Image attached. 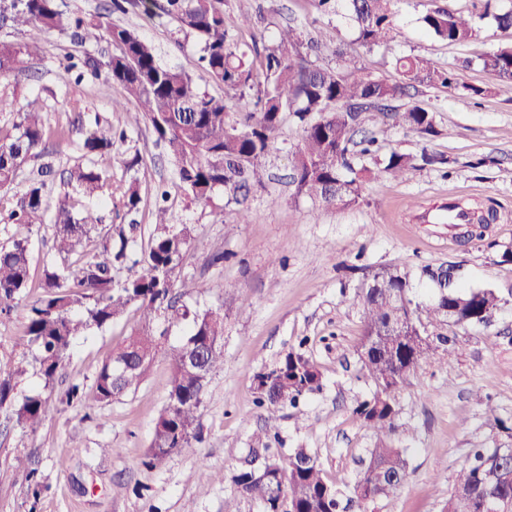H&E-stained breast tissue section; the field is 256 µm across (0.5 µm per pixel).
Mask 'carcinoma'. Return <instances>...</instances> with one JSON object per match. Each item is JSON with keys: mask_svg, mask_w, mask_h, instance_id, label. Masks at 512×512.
<instances>
[{"mask_svg": "<svg viewBox=\"0 0 512 512\" xmlns=\"http://www.w3.org/2000/svg\"><path fill=\"white\" fill-rule=\"evenodd\" d=\"M485 0L480 18H492L499 28L512 27V9H495ZM324 14L340 15L355 27L357 41L366 48L387 43L396 30L392 0H314ZM118 10L129 6L166 16L177 31L193 37L199 60L209 77L224 87L217 99L198 88L193 78L161 64L150 44L128 27L100 15L88 19L59 9L57 0H0V26L22 28L27 40H0V74L22 70L24 60L39 54L43 37L66 34L81 44L107 37L115 52L106 61L92 56L83 65L94 77L105 73L122 90L114 101L120 109L135 102L158 143L172 158L179 187L194 203L206 207L218 191L226 204L238 206L239 223H248L245 205L251 189L268 178L264 158L273 148L286 117L301 129L291 157V182L296 193L324 208L356 205L364 184L386 175L404 177L422 166L445 165L442 156L422 152H392L383 166L372 170L355 162L350 146L360 154L378 152L376 140L354 137L365 112H382L393 124L423 135L436 130L430 111L419 105L396 104L408 86L418 83L450 90L458 75L430 58L403 56L395 60L398 79L374 77L336 44L304 42L291 25L277 28L263 45L240 47L229 32L224 0H112ZM431 36L449 43L477 37L474 16L453 14L436 7L420 18ZM331 50L333 66L309 60L319 47ZM483 69L512 90V47L481 56ZM256 97L246 99V92ZM81 159L68 170L67 190L51 202L48 182L51 163L30 171L26 190L11 194L19 171L45 156L46 143L64 139L70 130L47 124L44 113H13L11 127L0 129V223L43 226L51 215L54 258L46 262L38 287L39 298L29 306L21 338L14 348L35 353L45 383L61 373L71 343L91 329L104 330L133 308L139 322L100 367L94 383L95 399L111 403L135 390L149 367L162 354L168 332L184 326L187 333L167 351L170 375L166 402L153 430L150 461L173 454L194 453L201 407L208 378L224 365V314L219 309L178 304L172 293L175 271L190 247L193 229L169 223L168 192L155 194V224L151 225L141 258L135 259L139 224H104L83 200L94 198L109 176L99 161L112 155L116 133L98 117L77 127ZM76 261H71L72 256ZM31 244L13 238L0 244V323L33 287ZM409 275L384 270L365 282L357 293L364 315L358 357L360 371L372 392L358 401L353 415L378 438L368 449L358 477L343 490L327 481L317 455L307 448L282 454L271 447L278 439L279 409L294 405L322 390V375L301 350H291L272 367L255 375L258 407L264 412L265 434L231 476L236 494L261 502L263 512H365L367 504L390 496L406 480V450L396 445L398 394L418 369L438 359L450 339L428 328L452 324L480 327L490 323L501 296L493 288H437L424 303L412 296ZM123 361L118 375L113 366ZM13 411L18 423L40 425L57 410L51 396L36 392L15 399L11 379L0 377V409ZM496 449L477 451L459 471L443 512H485L483 499L493 491L512 499V469L488 464Z\"/></svg>", "mask_w": 512, "mask_h": 512, "instance_id": "1", "label": "carcinoma"}]
</instances>
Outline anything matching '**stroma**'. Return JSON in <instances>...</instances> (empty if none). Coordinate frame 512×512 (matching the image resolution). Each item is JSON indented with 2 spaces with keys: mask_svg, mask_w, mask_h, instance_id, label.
<instances>
[{
  "mask_svg": "<svg viewBox=\"0 0 512 512\" xmlns=\"http://www.w3.org/2000/svg\"><path fill=\"white\" fill-rule=\"evenodd\" d=\"M62 9L87 16L109 13L113 23L134 29L162 64L189 73L216 97L224 89L198 65L193 38L177 34L167 19L139 9L115 12L110 0H59ZM477 14L479 0H394L396 31L386 45L366 49L343 17L319 16L311 0H226L228 25L240 42H264L277 25L293 22L309 36L336 41L358 57L373 76L393 79L394 60L423 55L458 73L461 84L483 88L469 104L442 87L417 85L407 99L432 112L437 136L393 125L382 113L365 115L363 131L383 153L422 151L448 159L447 170H411L366 184L359 205L325 209L296 195L283 178L301 137L284 123L268 162L274 178L251 195L249 223H239L223 193L210 206L191 202L175 186V169L135 103L114 109L121 89L106 78L77 79L68 66L86 55L107 59L108 39L78 44L59 33L45 35L40 56L26 60L20 76H0V127L22 108L44 113L53 125L100 115L126 140L102 160L112 179V201L100 205L103 223L129 219L123 194L137 183L141 202L134 219L153 222L154 189L171 185L174 223L192 227L194 240L176 276L178 295L190 307L222 309L224 365L209 377L200 440L193 454H174L145 467L155 420L166 400L169 366L157 361L139 387L122 400L85 409L65 405L75 383L92 390L112 348L139 321L135 310L112 327L77 337L65 368L45 383L33 358L12 348L24 321L17 307L0 324V375L15 373L17 395L43 389L61 405L37 428L0 410V512H262L259 502L238 497L231 475L264 421L256 405L254 377L292 348L304 346L323 376L322 391L279 411L284 451L315 452L326 478L353 484L375 437L352 413L371 386L358 371L363 314L354 298L359 286L384 269L408 273L417 296L429 282L426 267L455 265L461 283L497 289L502 302L490 326L444 327L450 338L443 358L410 376L399 394L398 441L408 450L409 476L393 495L368 512H442L455 477L473 449L512 445L487 421L478 395L490 396L498 415L512 424V94L500 90L480 57L512 47V28L481 21L473 41L449 44L427 35L420 18L432 5ZM252 27L236 29L240 14ZM451 203L494 210L497 219L482 239L463 237L462 226L438 224L426 212ZM224 284L223 294L210 289Z\"/></svg>",
  "mask_w": 512,
  "mask_h": 512,
  "instance_id": "1",
  "label": "stroma"
}]
</instances>
